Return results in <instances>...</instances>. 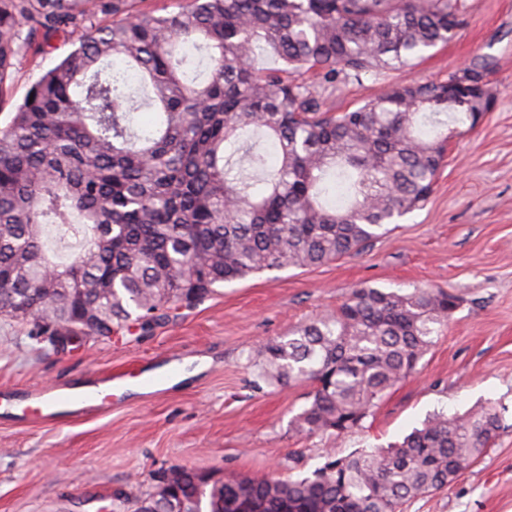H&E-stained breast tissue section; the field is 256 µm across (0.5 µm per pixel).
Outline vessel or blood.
<instances>
[{"mask_svg":"<svg viewBox=\"0 0 512 512\" xmlns=\"http://www.w3.org/2000/svg\"><path fill=\"white\" fill-rule=\"evenodd\" d=\"M135 378L139 379L141 386L144 387H154L159 383L158 378L148 375L142 362L136 360L126 367L93 377L91 383L94 390L90 393L62 392L48 402L44 401L40 393H31L26 412L35 417H42L49 407L61 405L66 407L70 416L76 418L94 414L110 405L115 391L128 385Z\"/></svg>","mask_w":512,"mask_h":512,"instance_id":"1","label":"vessel or blood"}]
</instances>
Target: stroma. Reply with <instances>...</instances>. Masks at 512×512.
Masks as SVG:
<instances>
[{
	"label": "stroma",
	"mask_w": 512,
	"mask_h": 512,
	"mask_svg": "<svg viewBox=\"0 0 512 512\" xmlns=\"http://www.w3.org/2000/svg\"><path fill=\"white\" fill-rule=\"evenodd\" d=\"M463 3L457 37L413 69L347 80L328 98L341 112L389 85L441 81L472 63L490 64L496 100L479 129L449 144L425 204L364 251L225 284L147 333L91 338L77 351L35 337L30 322L0 316V389L18 401L32 387L74 386L138 358L168 378L185 362L202 366L169 387L118 392L111 409L96 416L60 412L37 421L0 413V512H100L115 502L130 512L156 472L174 467L218 477L308 476L328 456L400 440L433 412L462 414L488 401L504 413L485 458L403 512H512V0ZM81 37L61 34L21 56L1 126L11 104ZM427 284L462 303L418 373L395 386L362 429L297 435L289 422L306 405L310 384L253 387L249 348L335 311L352 289Z\"/></svg>",
	"instance_id": "obj_1"
}]
</instances>
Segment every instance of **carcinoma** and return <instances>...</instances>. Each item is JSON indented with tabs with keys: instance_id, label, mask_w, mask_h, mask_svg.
<instances>
[{
	"instance_id": "1",
	"label": "carcinoma",
	"mask_w": 512,
	"mask_h": 512,
	"mask_svg": "<svg viewBox=\"0 0 512 512\" xmlns=\"http://www.w3.org/2000/svg\"><path fill=\"white\" fill-rule=\"evenodd\" d=\"M142 2L0 0V104L25 49L85 31L0 128V315L37 336L145 331L218 285L359 253L427 201L448 136L490 111L480 82L453 73L342 112L324 97L447 44L459 0ZM260 48L280 65L256 68ZM143 110L155 129L136 127ZM248 129L272 141L275 167L241 141ZM460 303L440 287L356 288L248 359L268 386L311 382L290 426L336 436L417 370ZM501 421L494 404L434 413L310 476L167 469L134 512H399L483 458Z\"/></svg>"
}]
</instances>
